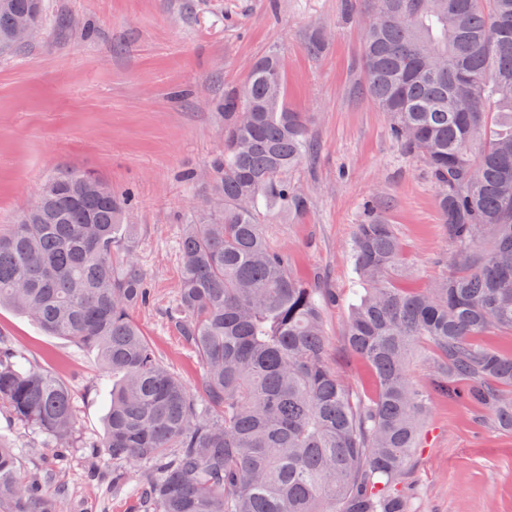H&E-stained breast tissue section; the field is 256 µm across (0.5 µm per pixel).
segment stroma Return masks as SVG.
<instances>
[{
  "instance_id": "obj_1",
  "label": "stroma",
  "mask_w": 512,
  "mask_h": 512,
  "mask_svg": "<svg viewBox=\"0 0 512 512\" xmlns=\"http://www.w3.org/2000/svg\"><path fill=\"white\" fill-rule=\"evenodd\" d=\"M45 20L47 39L0 55V224L61 168L94 172L131 193L136 254L153 293L133 316L159 359L198 390L201 365L165 315L177 292L181 226L199 211L209 163L224 148L214 102L277 50L288 104L306 113L317 151L292 174L307 209L265 211L259 222L293 272L335 292L324 314L329 360L373 391L370 365L344 336L357 286L350 244L367 202L401 241L404 287L442 277L450 244L423 164L402 153L359 90L363 18L348 15L346 0H45ZM316 31L326 43L314 54L307 43ZM0 338L66 382L76 411L81 445L61 460L43 436L0 412L22 472L62 489L68 512H142L144 464L103 458L94 470L84 449L103 435L112 387L94 352L45 335L6 306ZM486 419L481 409L436 399L410 462L408 512H512V431Z\"/></svg>"
}]
</instances>
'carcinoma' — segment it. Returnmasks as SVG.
I'll return each mask as SVG.
<instances>
[{"mask_svg": "<svg viewBox=\"0 0 512 512\" xmlns=\"http://www.w3.org/2000/svg\"><path fill=\"white\" fill-rule=\"evenodd\" d=\"M367 16L366 95L436 189L451 251L426 288L400 285L401 246L374 204L356 225L355 290L345 336L371 366L360 396L331 366L323 311L332 294L302 280L269 245L261 209L301 212L291 174L309 150L270 52L224 94V152L210 164L205 208L182 225L170 324L202 365L190 393L133 318L151 301L135 255L131 195L64 169L0 225V306L50 336L96 352L112 376L91 458L146 463L145 512H407L404 481L432 398L486 408L512 430V0H347ZM44 27L42 0H0V54L21 48L19 17ZM429 347L432 391L410 379ZM0 408L75 448L70 387L28 366L0 338ZM0 512H60L20 472L0 432Z\"/></svg>", "mask_w": 512, "mask_h": 512, "instance_id": "cac0c4a2", "label": "carcinoma"}]
</instances>
